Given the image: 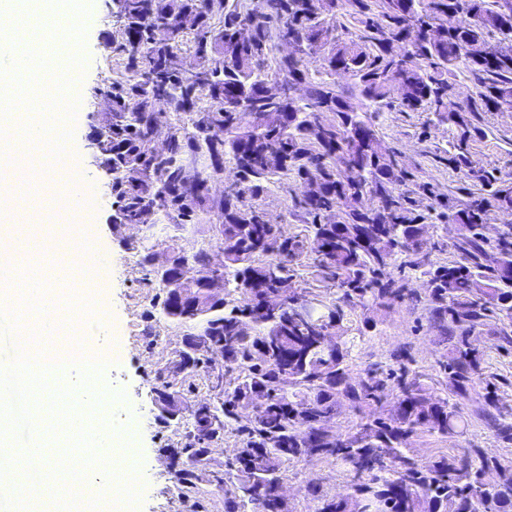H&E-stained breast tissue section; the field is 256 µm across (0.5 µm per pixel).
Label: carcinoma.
<instances>
[{
    "label": "carcinoma",
    "instance_id": "cac0c4a2",
    "mask_svg": "<svg viewBox=\"0 0 512 512\" xmlns=\"http://www.w3.org/2000/svg\"><path fill=\"white\" fill-rule=\"evenodd\" d=\"M230 0H126L107 47L122 77L103 90L110 119L99 160L112 171L113 225L120 232L146 214L166 221L160 240L168 277L155 276L157 306L181 329L200 328L192 353L158 372L155 390H173L182 373L204 372L216 401L190 407L193 428L176 455L185 466L176 481L189 488L210 444L229 433L239 447L227 471L207 482L222 488L224 512H266L291 460L332 459L352 475V493L331 496L307 486L313 512H512V465L482 455L412 453L419 434L458 433L482 356L470 334L486 319L512 324V232L490 253L481 232L487 207L512 215V190L496 189L460 208L424 216L396 194L402 175L395 154L380 142L372 114L396 102L404 112H428L460 123L448 111V75L464 66L474 85L468 111L512 109V0H379L381 19L355 37L338 31L344 0H256L242 13ZM328 45L311 65L307 46ZM190 54L186 77L176 57ZM351 74L366 114L336 92L329 77ZM163 106L173 132L167 148L152 147V114ZM232 164L235 181L212 191L213 172ZM314 189L298 201L311 217L312 237L290 236L265 222L263 197L288 181ZM364 195L375 207L359 205ZM460 224L462 257L420 264L426 221ZM186 232L204 237L181 258ZM313 254L314 276L334 291L302 314L299 291L275 314L246 295L253 278L292 279L293 265ZM399 266L427 278V297L451 325V356L440 364L449 394L434 391L408 365L370 368L352 378L347 364L354 338L348 311L392 308L404 289L386 279ZM224 281L213 296L207 277ZM337 335L327 352L319 338ZM224 344V367L211 353ZM238 372L224 384L223 368ZM394 396L392 409L375 408ZM345 398L362 414L359 430L329 436L319 422ZM495 485L483 483L486 471Z\"/></svg>",
    "mask_w": 512,
    "mask_h": 512
}]
</instances>
